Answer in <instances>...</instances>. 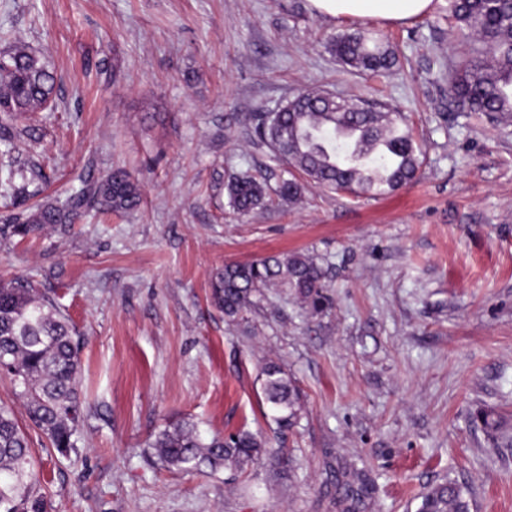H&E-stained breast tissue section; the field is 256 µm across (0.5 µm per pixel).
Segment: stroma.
I'll return each mask as SVG.
<instances>
[{
  "label": "stroma",
  "instance_id": "1",
  "mask_svg": "<svg viewBox=\"0 0 512 512\" xmlns=\"http://www.w3.org/2000/svg\"><path fill=\"white\" fill-rule=\"evenodd\" d=\"M362 26L308 0H0V49L22 39L56 76L33 120L43 195L117 167L142 190L130 214L0 238V280L34 277L84 338L94 405L76 451L29 432L48 512H346L360 471V512H416L448 479L471 512H512V118L478 120L451 98L448 60L474 42L448 0L372 21L399 59L385 73L327 49ZM311 88L405 116L425 153L417 180L359 198L309 183L300 201L238 216L230 174L286 175L251 115ZM295 251L326 269L333 309L272 291L225 320L211 301L224 265ZM270 360L303 394L283 435L263 394ZM187 419L257 433L292 463L199 475L152 462L155 435Z\"/></svg>",
  "mask_w": 512,
  "mask_h": 512
}]
</instances>
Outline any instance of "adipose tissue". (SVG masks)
Listing matches in <instances>:
<instances>
[{"label": "adipose tissue", "instance_id": "obj_1", "mask_svg": "<svg viewBox=\"0 0 512 512\" xmlns=\"http://www.w3.org/2000/svg\"><path fill=\"white\" fill-rule=\"evenodd\" d=\"M309 4L312 11L324 17L391 23L415 20L434 8V0H309Z\"/></svg>", "mask_w": 512, "mask_h": 512}]
</instances>
